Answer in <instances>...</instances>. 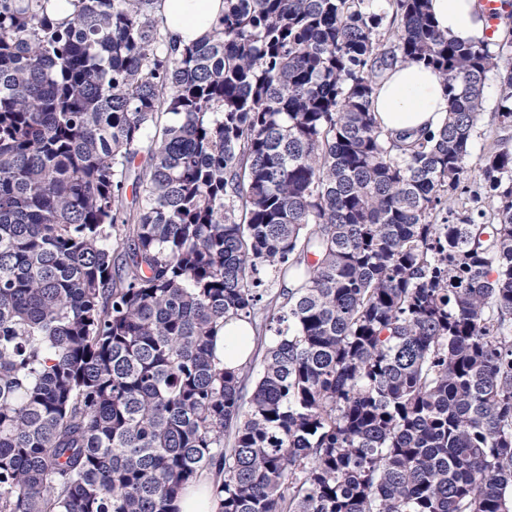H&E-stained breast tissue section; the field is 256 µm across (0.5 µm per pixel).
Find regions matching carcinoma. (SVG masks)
Returning <instances> with one entry per match:
<instances>
[{"mask_svg": "<svg viewBox=\"0 0 512 512\" xmlns=\"http://www.w3.org/2000/svg\"><path fill=\"white\" fill-rule=\"evenodd\" d=\"M160 2L0 0V512H171L212 468L218 512H512V30L224 0L182 47ZM413 63L448 119L409 141L372 103ZM485 112L481 115L480 122L478 124V132L485 133V135L478 134L475 136L470 145V156L468 158V167L473 169L477 168L479 158L483 154L484 148L490 142L488 134L490 132H496L497 122L495 120V104L498 96V82L494 75H490L486 82L485 90ZM254 329L244 321H229L215 340V356L224 368H237L248 359L253 347Z\"/></svg>", "mask_w": 512, "mask_h": 512, "instance_id": "1", "label": "carcinoma"}]
</instances>
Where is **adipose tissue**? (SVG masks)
Masks as SVG:
<instances>
[{
	"instance_id": "obj_1",
	"label": "adipose tissue",
	"mask_w": 512,
	"mask_h": 512,
	"mask_svg": "<svg viewBox=\"0 0 512 512\" xmlns=\"http://www.w3.org/2000/svg\"><path fill=\"white\" fill-rule=\"evenodd\" d=\"M439 30L449 38L475 42L488 29L504 36L505 27H492L477 0H430ZM224 11V0H162L161 13L173 39L191 45L210 33ZM373 110L385 130L417 136L441 127L448 113V97L438 72L422 64L395 67L378 84ZM254 330L244 321L228 322L215 340V355L233 369L252 352ZM215 473L197 477L173 502L175 512H217L213 496Z\"/></svg>"
}]
</instances>
